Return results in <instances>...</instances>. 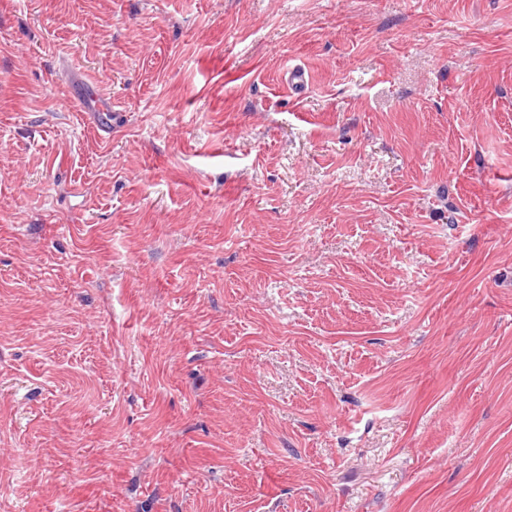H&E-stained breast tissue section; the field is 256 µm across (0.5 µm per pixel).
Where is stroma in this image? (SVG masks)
I'll return each mask as SVG.
<instances>
[{
  "instance_id": "obj_1",
  "label": "stroma",
  "mask_w": 512,
  "mask_h": 512,
  "mask_svg": "<svg viewBox=\"0 0 512 512\" xmlns=\"http://www.w3.org/2000/svg\"><path fill=\"white\" fill-rule=\"evenodd\" d=\"M0 512H512V0H0ZM122 114L112 108V103L102 100L96 104L93 121L97 128L106 135L112 134V129L120 127Z\"/></svg>"
}]
</instances>
